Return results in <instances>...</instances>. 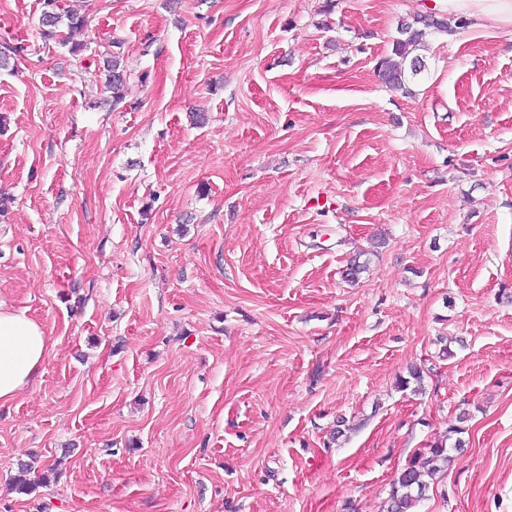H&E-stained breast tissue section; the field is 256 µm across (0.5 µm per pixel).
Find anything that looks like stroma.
<instances>
[{
	"instance_id": "35a3bbf8",
	"label": "stroma",
	"mask_w": 512,
	"mask_h": 512,
	"mask_svg": "<svg viewBox=\"0 0 512 512\" xmlns=\"http://www.w3.org/2000/svg\"><path fill=\"white\" fill-rule=\"evenodd\" d=\"M67 2L76 56L0 0V302L51 344L0 512H382L458 425L420 512H512V30L406 93L375 69L428 0ZM120 50L106 53L104 59V68L108 72L106 78V88L112 93V102L117 104L123 100V89L126 86L127 75L122 66Z\"/></svg>"
}]
</instances>
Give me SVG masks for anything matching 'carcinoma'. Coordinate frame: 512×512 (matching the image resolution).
<instances>
[{"label":"carcinoma","instance_id":"cac0c4a2","mask_svg":"<svg viewBox=\"0 0 512 512\" xmlns=\"http://www.w3.org/2000/svg\"><path fill=\"white\" fill-rule=\"evenodd\" d=\"M42 13L49 15L46 23L48 30L44 36L55 35L56 28L66 24L70 31L85 27V18L72 9L63 6L62 0H43ZM451 23L438 12L420 13L400 20L397 37L392 40L391 49L377 64V75L387 86L408 90L409 83L426 70L424 57L420 52L429 50V37L436 33H448ZM114 51L107 53L104 68L107 71L106 88L112 93V102L123 100V89L127 75L120 58L121 41H111ZM25 51L22 43L17 42L0 49V69H7L11 61ZM444 437L415 452L409 463L401 469L391 483L386 512H416V508L426 499L429 489L426 478L444 471L448 464L447 441ZM34 470L29 463L19 466L21 476L17 479L16 490L28 494L34 490L37 481L27 475Z\"/></svg>","mask_w":512,"mask_h":512}]
</instances>
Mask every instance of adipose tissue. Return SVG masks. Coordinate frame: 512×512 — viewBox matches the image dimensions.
<instances>
[{
  "instance_id": "adipose-tissue-1",
  "label": "adipose tissue",
  "mask_w": 512,
  "mask_h": 512,
  "mask_svg": "<svg viewBox=\"0 0 512 512\" xmlns=\"http://www.w3.org/2000/svg\"><path fill=\"white\" fill-rule=\"evenodd\" d=\"M435 11L512 26V0H435ZM50 353L43 326L0 304V404L35 382Z\"/></svg>"
}]
</instances>
